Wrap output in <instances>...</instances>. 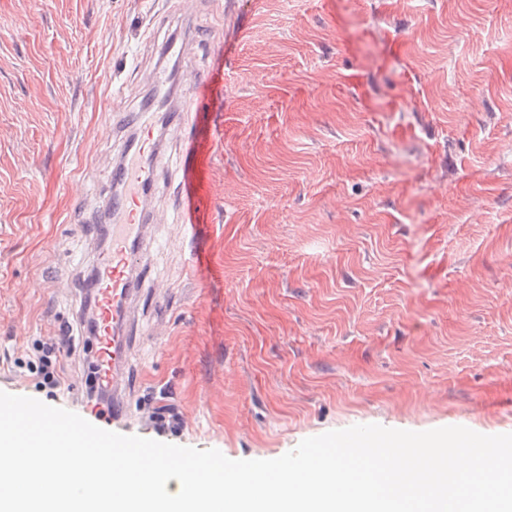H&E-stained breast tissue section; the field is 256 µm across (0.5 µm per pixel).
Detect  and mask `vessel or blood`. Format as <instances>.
I'll return each mask as SVG.
<instances>
[{
  "instance_id": "1",
  "label": "vessel or blood",
  "mask_w": 512,
  "mask_h": 512,
  "mask_svg": "<svg viewBox=\"0 0 512 512\" xmlns=\"http://www.w3.org/2000/svg\"><path fill=\"white\" fill-rule=\"evenodd\" d=\"M184 103L178 118L187 131V147L182 154L181 179L177 203L183 222L189 231H196L198 215L207 209L210 188L207 170L199 160L200 142L198 117L207 111L214 99L212 81L208 72L186 71L183 75ZM154 139L151 122L139 120L138 132L123 137L121 162L112 165L109 179L114 189L96 207L93 223L106 225L112 232V248L99 254L98 308L100 357L98 373L112 385V405L89 416L97 422L124 426L129 422L127 398L130 389L125 375L133 348L131 337L137 326L134 309L138 286L132 273L142 262L143 242L149 224L163 223L160 215H149L145 210L143 190L153 183L154 164L146 156L145 147Z\"/></svg>"
}]
</instances>
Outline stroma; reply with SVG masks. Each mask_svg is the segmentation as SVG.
I'll return each instance as SVG.
<instances>
[{
	"instance_id": "1",
	"label": "stroma",
	"mask_w": 512,
	"mask_h": 512,
	"mask_svg": "<svg viewBox=\"0 0 512 512\" xmlns=\"http://www.w3.org/2000/svg\"><path fill=\"white\" fill-rule=\"evenodd\" d=\"M189 21L181 68L230 49L211 200L189 240L185 132L156 125L132 427L231 459L356 424L512 433V0H0V391L83 408L81 349L53 395L11 362L78 311L105 107L139 110Z\"/></svg>"
}]
</instances>
